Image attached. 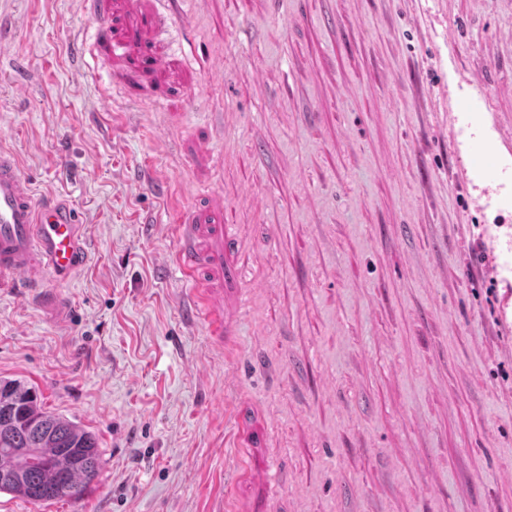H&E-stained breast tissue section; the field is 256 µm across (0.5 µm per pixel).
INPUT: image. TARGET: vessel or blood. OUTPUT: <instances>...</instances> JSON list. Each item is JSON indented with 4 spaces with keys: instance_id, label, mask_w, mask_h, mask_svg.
I'll return each mask as SVG.
<instances>
[{
    "instance_id": "1",
    "label": "vessel or blood",
    "mask_w": 512,
    "mask_h": 512,
    "mask_svg": "<svg viewBox=\"0 0 512 512\" xmlns=\"http://www.w3.org/2000/svg\"><path fill=\"white\" fill-rule=\"evenodd\" d=\"M472 148L478 159L477 175H498L495 141L476 136ZM178 239L179 247L166 264L190 284L197 314L211 334H219L223 326L220 304L197 280L200 257L194 225L181 224ZM85 263L82 226L73 208L64 203H37L15 155L0 150V276L11 275L39 288L47 277L60 284L70 282ZM263 286V281L251 280L239 288L237 306L242 317L254 316L255 298Z\"/></svg>"
}]
</instances>
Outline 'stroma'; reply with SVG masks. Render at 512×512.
I'll return each mask as SVG.
<instances>
[{
	"mask_svg": "<svg viewBox=\"0 0 512 512\" xmlns=\"http://www.w3.org/2000/svg\"><path fill=\"white\" fill-rule=\"evenodd\" d=\"M0 40V148L89 250L44 282L61 312L0 287V379L101 454L79 501L0 512H232L263 495L234 446L262 410L273 512H512V187L450 113L512 163V0H0ZM187 218L198 250L236 224L261 254L198 271L220 339L161 266ZM472 148L478 158L476 175L493 177L505 173V169H498L497 145L494 140L480 136H473ZM262 288H268V285L260 280H250L238 288L237 306L242 317L255 316V298Z\"/></svg>",
	"mask_w": 512,
	"mask_h": 512,
	"instance_id": "1",
	"label": "stroma"
}]
</instances>
